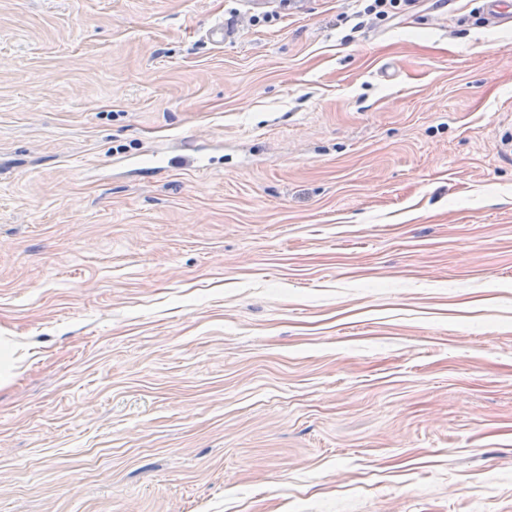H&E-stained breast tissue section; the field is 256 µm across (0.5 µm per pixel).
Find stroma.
<instances>
[{
    "instance_id": "1",
    "label": "stroma",
    "mask_w": 512,
    "mask_h": 512,
    "mask_svg": "<svg viewBox=\"0 0 512 512\" xmlns=\"http://www.w3.org/2000/svg\"><path fill=\"white\" fill-rule=\"evenodd\" d=\"M483 5L0 0V512H512ZM414 0H372L363 11L357 12V16L375 14L378 17L386 18L389 13H399L405 10V6L412 4ZM19 347L10 341L0 338V385L9 382L14 376V371L19 368L21 356Z\"/></svg>"
}]
</instances>
